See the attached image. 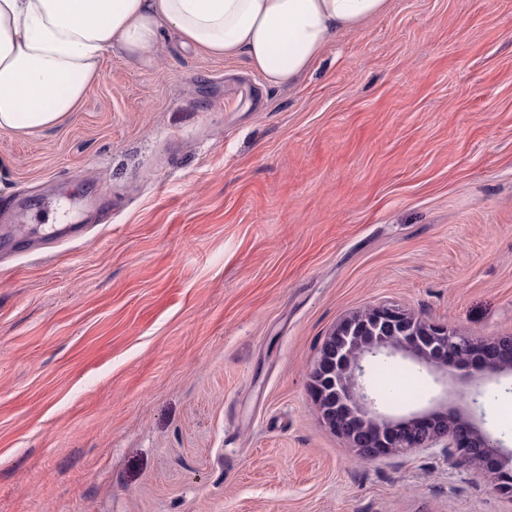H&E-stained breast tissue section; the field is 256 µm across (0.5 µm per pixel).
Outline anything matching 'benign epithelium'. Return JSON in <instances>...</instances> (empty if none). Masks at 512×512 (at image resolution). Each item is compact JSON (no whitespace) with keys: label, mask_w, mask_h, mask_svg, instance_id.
I'll return each instance as SVG.
<instances>
[{"label":"benign epithelium","mask_w":512,"mask_h":512,"mask_svg":"<svg viewBox=\"0 0 512 512\" xmlns=\"http://www.w3.org/2000/svg\"><path fill=\"white\" fill-rule=\"evenodd\" d=\"M397 356L445 379L450 371L474 365L490 374H512V336L478 342L446 325L375 307L336 325L324 339L312 372V391L324 419L363 457L439 445L453 448L454 466L476 467L484 482L512 498V474L500 461L502 441L474 420L448 413L443 404L401 416L375 406L364 380L366 368L379 357Z\"/></svg>","instance_id":"benign-epithelium-1"}]
</instances>
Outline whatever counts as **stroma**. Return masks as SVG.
<instances>
[{"instance_id": "obj_1", "label": "stroma", "mask_w": 512, "mask_h": 512, "mask_svg": "<svg viewBox=\"0 0 512 512\" xmlns=\"http://www.w3.org/2000/svg\"><path fill=\"white\" fill-rule=\"evenodd\" d=\"M0 173V512H512L311 390L371 307L512 335V0H391L283 87L166 30ZM424 386L512 448V377Z\"/></svg>"}]
</instances>
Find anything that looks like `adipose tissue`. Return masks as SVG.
Returning a JSON list of instances; mask_svg holds the SVG:
<instances>
[{"mask_svg":"<svg viewBox=\"0 0 512 512\" xmlns=\"http://www.w3.org/2000/svg\"><path fill=\"white\" fill-rule=\"evenodd\" d=\"M388 8L389 0H0V133L61 125L99 79L106 52L143 58L167 29L210 55L244 58L282 86Z\"/></svg>","mask_w":512,"mask_h":512,"instance_id":"1","label":"adipose tissue"}]
</instances>
